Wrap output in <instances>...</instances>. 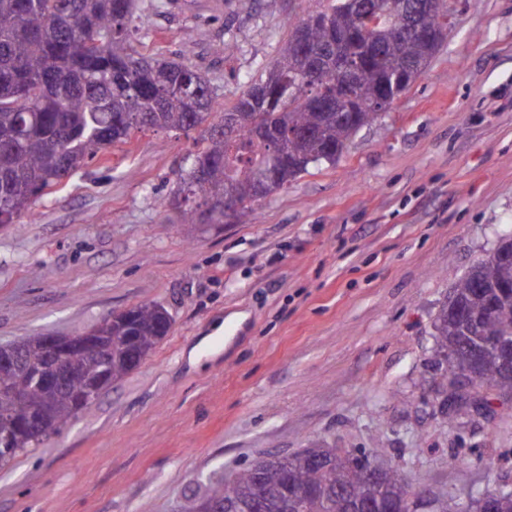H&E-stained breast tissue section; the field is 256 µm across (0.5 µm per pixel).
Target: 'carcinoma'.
Instances as JSON below:
<instances>
[{
  "label": "carcinoma",
  "mask_w": 512,
  "mask_h": 512,
  "mask_svg": "<svg viewBox=\"0 0 512 512\" xmlns=\"http://www.w3.org/2000/svg\"><path fill=\"white\" fill-rule=\"evenodd\" d=\"M371 14L382 17L369 26L357 0H330L299 19L309 23L306 51L320 64L311 73L300 68V49L293 42L297 23L272 63L224 114H237L230 128L211 123L202 146L179 178V192L207 204L227 198L234 220H256L260 201L250 173L274 166L276 189L308 172L312 166L334 164L350 139L379 116L382 91L391 99L405 92L406 79L420 73L436 50L408 36L404 21L410 0H367ZM144 25L136 0H0V213L19 224L34 215L33 206L45 191L111 147L128 143L138 127L188 132L212 114L213 91L194 67L165 57L141 53L134 33ZM97 34L94 46L84 33ZM355 67L356 97L342 114L323 106L343 98L340 62ZM193 78L206 111L194 116L170 100L181 93L179 76ZM274 88L271 99L254 102V93ZM263 127L270 141L258 143L253 128ZM190 224H222L224 210H184ZM126 324L113 329L114 341L103 340L100 360L74 359L64 387L35 382L19 368L0 376V385L28 391V400L0 399V416L23 417L46 406L42 432L15 430L8 446L0 445V464L33 448L58 427L77 417L81 397L99 380L101 391L131 371L130 351L147 358L159 337L169 333L172 319L158 303L136 306ZM434 339L444 378L470 367L464 346L483 348L478 390H510L504 373L512 353V238L502 239L495 252L476 262L453 288L448 305L434 322ZM282 467L256 472L249 465L230 480H218L186 497L182 512H198L206 501L217 512H297L288 488L306 485L314 495L306 512H360L367 503L384 505L413 495L398 466L390 465L373 484L364 470L373 464L365 450L305 448L284 457Z\"/></svg>",
  "instance_id": "obj_1"
}]
</instances>
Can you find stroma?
Masks as SVG:
<instances>
[{"label": "stroma", "instance_id": "35a3bbf8", "mask_svg": "<svg viewBox=\"0 0 512 512\" xmlns=\"http://www.w3.org/2000/svg\"><path fill=\"white\" fill-rule=\"evenodd\" d=\"M136 44L209 81L223 111L316 0H140ZM408 91L259 205L170 218L201 129L150 130L0 228V344L75 335L142 303L172 328L141 364L0 466V512H180L265 453L377 450L414 493L512 480V397L442 405L433 323L512 231V0H456ZM181 217L190 224H223L232 220L230 215L226 216V210L221 208L207 210H202V208L186 209L181 212Z\"/></svg>", "mask_w": 512, "mask_h": 512}]
</instances>
